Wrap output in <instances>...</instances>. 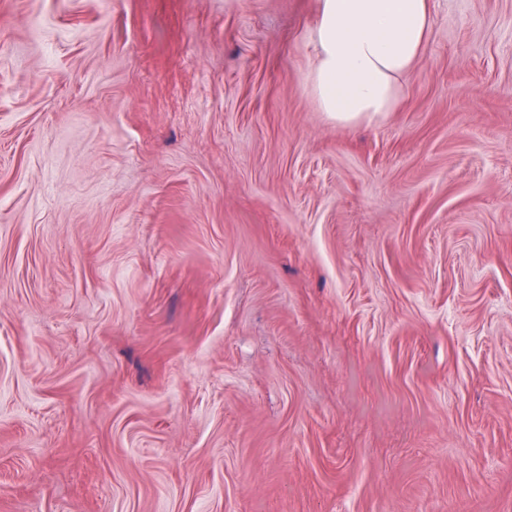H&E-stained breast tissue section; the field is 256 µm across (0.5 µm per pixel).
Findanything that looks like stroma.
<instances>
[{"label": "stroma", "mask_w": 512, "mask_h": 512, "mask_svg": "<svg viewBox=\"0 0 512 512\" xmlns=\"http://www.w3.org/2000/svg\"><path fill=\"white\" fill-rule=\"evenodd\" d=\"M317 0H0V512H512V0L395 111Z\"/></svg>", "instance_id": "obj_1"}]
</instances>
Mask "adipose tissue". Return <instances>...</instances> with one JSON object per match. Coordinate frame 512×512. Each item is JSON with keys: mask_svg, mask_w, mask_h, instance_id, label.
Wrapping results in <instances>:
<instances>
[{"mask_svg": "<svg viewBox=\"0 0 512 512\" xmlns=\"http://www.w3.org/2000/svg\"><path fill=\"white\" fill-rule=\"evenodd\" d=\"M432 0H319L313 94L337 123L394 111L432 24Z\"/></svg>", "mask_w": 512, "mask_h": 512, "instance_id": "obj_1", "label": "adipose tissue"}]
</instances>
